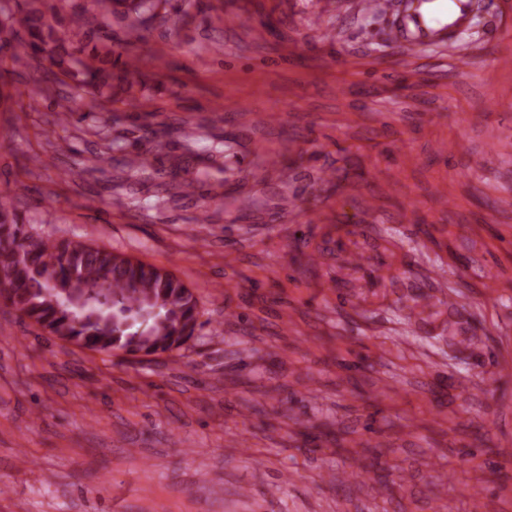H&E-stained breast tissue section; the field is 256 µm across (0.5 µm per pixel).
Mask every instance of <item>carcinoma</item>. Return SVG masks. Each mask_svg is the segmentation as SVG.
<instances>
[{
	"mask_svg": "<svg viewBox=\"0 0 512 512\" xmlns=\"http://www.w3.org/2000/svg\"><path fill=\"white\" fill-rule=\"evenodd\" d=\"M51 0H25L0 20V64L12 69L45 59L39 92L65 107L68 80L95 102L130 93L127 74L137 68L136 49L160 0H91L92 8L55 26ZM125 21L114 41L109 19ZM122 170L146 179L163 177L152 159L128 158ZM0 302L46 334L98 352L152 356L182 347L192 336L198 300L171 273L83 241L35 238L14 211L0 204Z\"/></svg>",
	"mask_w": 512,
	"mask_h": 512,
	"instance_id": "cac0c4a2",
	"label": "carcinoma"
}]
</instances>
